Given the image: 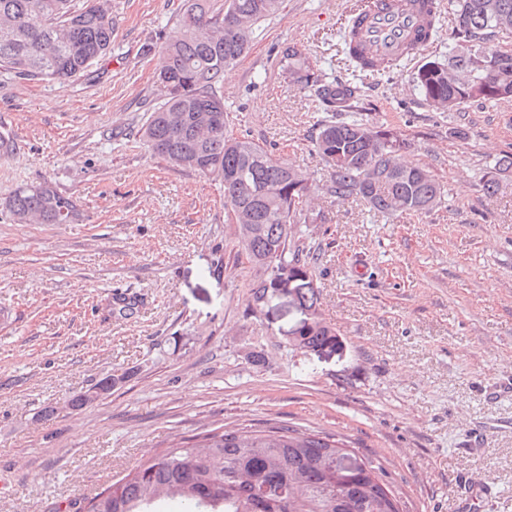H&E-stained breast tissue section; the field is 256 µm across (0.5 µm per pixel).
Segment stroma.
I'll return each instance as SVG.
<instances>
[{
    "instance_id": "obj_1",
    "label": "stroma",
    "mask_w": 512,
    "mask_h": 512,
    "mask_svg": "<svg viewBox=\"0 0 512 512\" xmlns=\"http://www.w3.org/2000/svg\"><path fill=\"white\" fill-rule=\"evenodd\" d=\"M363 3L282 0L222 84L233 132L315 188L326 221L294 225L292 241L315 257L331 352L294 345L310 315L298 303L274 295L254 310L261 272L237 257L223 186L140 135L182 0H110L112 51L86 74L0 72V128L15 139L0 156V512H74L172 440L270 425L382 462L404 512H462L474 492L483 512H512V175L486 189L512 152V102L438 112L412 86L457 42L448 11L422 54L355 67L343 31ZM286 43L356 87L357 117L409 141L402 159L443 187L439 210L387 217L327 193L312 141L329 115L282 78ZM43 181L77 200V221L12 220L5 201ZM105 378L110 392L72 406Z\"/></svg>"
}]
</instances>
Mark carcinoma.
Listing matches in <instances>:
<instances>
[{
  "instance_id": "1",
  "label": "carcinoma",
  "mask_w": 512,
  "mask_h": 512,
  "mask_svg": "<svg viewBox=\"0 0 512 512\" xmlns=\"http://www.w3.org/2000/svg\"><path fill=\"white\" fill-rule=\"evenodd\" d=\"M281 0H183L179 35L158 51L155 86L158 106L143 130L154 155L170 165L197 171L224 186V213L237 225L241 255L262 271L254 289L264 304L284 274H303L294 289L312 310L316 287L301 254L292 249L290 227L323 220L312 214V183L279 164L260 143L233 136L224 117L218 82L224 68L248 50L259 24ZM459 43L448 59H430L412 75L425 101L457 110L475 102L512 101V51L495 50V62L476 72L472 55L489 49L481 36L512 28V0H455ZM363 17L346 32L351 60L373 70L355 43ZM112 13L102 0H0V70L36 82L76 77L112 50ZM278 66L287 81L309 90L330 112L347 107L352 91L336 85L293 44L282 48ZM313 145L330 165L326 190L355 197L384 216L427 214L443 194L421 166L401 165L398 152L409 144L396 131L363 120L319 124ZM512 170V153L497 162L487 187ZM19 224H63L78 216L75 201L49 182L22 186L5 202ZM296 345L336 349V331L312 319L295 332ZM112 390L103 381L72 400L83 406ZM181 512H400L382 464L339 445L329 434L285 427L261 430L215 428L173 444L152 460L112 481L79 512H157L164 502Z\"/></svg>"
}]
</instances>
